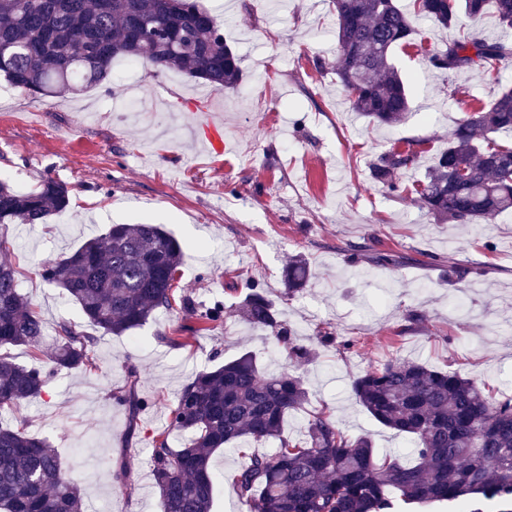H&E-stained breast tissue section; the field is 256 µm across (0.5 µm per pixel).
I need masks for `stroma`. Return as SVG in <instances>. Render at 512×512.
Listing matches in <instances>:
<instances>
[{"label": "stroma", "mask_w": 512, "mask_h": 512, "mask_svg": "<svg viewBox=\"0 0 512 512\" xmlns=\"http://www.w3.org/2000/svg\"><path fill=\"white\" fill-rule=\"evenodd\" d=\"M200 2L220 15L241 59L243 79L234 90L140 68L79 94L39 99L18 91L11 105L0 106V175L22 190L47 176L70 189L67 212L47 223L0 224V234L18 246L11 259L19 288L41 315L46 342L63 321L98 334L62 289L42 280V263L113 224H159L195 243L180 286L194 307L224 303L223 324L209 332L197 331L186 313L162 310L131 332L98 336L93 367L58 373L40 397L6 412V419H25L28 432L57 451L88 512H154L151 437L165 430L172 447L183 445L186 433L166 428L169 407L193 373L214 365L215 354L233 358L251 350L268 370L287 367L284 350L265 331L232 314L248 280L304 335L324 327L355 342L341 352L320 349L317 360L300 367L310 402L286 417L288 438L304 440L309 413L326 406L349 436L369 437L382 452L409 448L350 395L353 377L395 356L512 393V214L492 224H438L417 195L392 193L370 176L381 153L411 147L417 160L397 181H423L456 124L512 83V63L498 83L475 72L433 69L428 53L456 31L415 19L414 45L394 53L412 110L398 125L372 126L352 112L334 71L331 0H288L284 10L272 0ZM461 87L468 96L458 95ZM347 243L405 260L377 268L351 260ZM297 254L316 277L286 301L283 275ZM412 311L425 320L408 332ZM176 328L184 346L158 340ZM129 362L150 402L134 432L111 397ZM268 448L251 442L215 453L213 512H248L230 476L246 454ZM121 449L132 479L119 490L111 459Z\"/></svg>", "instance_id": "35a3bbf8"}]
</instances>
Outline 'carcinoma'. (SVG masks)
Returning a JSON list of instances; mask_svg holds the SVG:
<instances>
[{
	"instance_id": "cac0c4a2",
	"label": "carcinoma",
	"mask_w": 512,
	"mask_h": 512,
	"mask_svg": "<svg viewBox=\"0 0 512 512\" xmlns=\"http://www.w3.org/2000/svg\"><path fill=\"white\" fill-rule=\"evenodd\" d=\"M336 14V75L353 111L372 123L394 126L411 109L408 89L395 67L396 47L415 34L423 17L443 29L458 28L429 64L450 74L477 71L501 80L512 62V0H332ZM494 8L501 25L495 38L458 27L476 24ZM141 63L153 73L178 70L217 89L236 88L240 58L224 38L222 23L198 0H0V76L34 98L101 86L112 61ZM512 132V88L505 86L457 124L448 149L429 168L418 194L437 221L492 224L512 212V145L488 135ZM417 157L391 149L372 164L373 178L395 192L398 171ZM70 203L68 186L45 178L31 191L0 177V224H44ZM182 244L159 224H114L104 236L44 263L41 278L65 290L87 323L120 336L143 326L159 309L186 311L177 277ZM17 268L0 262V412L39 396L62 370L93 364L98 337L68 323L57 329L47 366H29L13 347L40 349L43 321L19 290ZM311 277L305 258L288 261L284 296L303 290ZM235 307L236 316L264 330L293 365L310 362L316 347L348 349L349 339L330 333L303 338L281 319L275 304L253 281ZM197 330L224 320V303L194 310ZM140 374L126 366V382L112 399L137 427L146 401ZM356 403L384 427L410 439L407 453L381 454L368 437L350 438L328 408L306 423V440L283 435L287 414L304 408L310 392L294 371L270 374L244 352L192 375L169 409V427L188 434L180 448L161 432L151 440L149 467L159 490L158 512H212L213 455L247 441H279L253 453L231 476L249 512H400L399 505L427 509L466 504L483 512L488 503L512 512V396L494 395L477 380L395 357L351 380ZM119 486L131 480L126 455L112 459ZM0 512H85L77 484L47 442L26 424L0 418Z\"/></svg>"
}]
</instances>
